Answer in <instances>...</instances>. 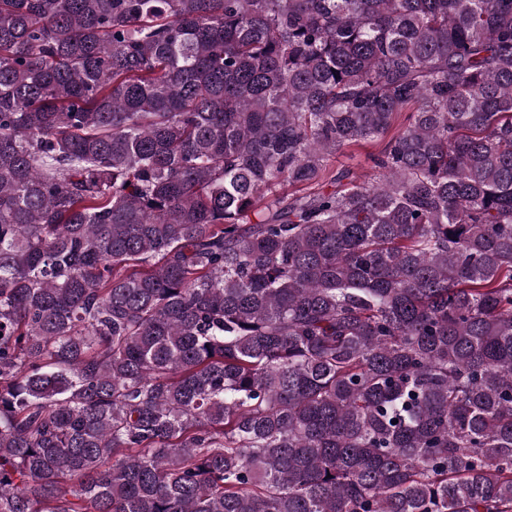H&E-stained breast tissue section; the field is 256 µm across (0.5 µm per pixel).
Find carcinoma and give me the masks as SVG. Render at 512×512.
Returning a JSON list of instances; mask_svg holds the SVG:
<instances>
[{
    "label": "carcinoma",
    "mask_w": 512,
    "mask_h": 512,
    "mask_svg": "<svg viewBox=\"0 0 512 512\" xmlns=\"http://www.w3.org/2000/svg\"><path fill=\"white\" fill-rule=\"evenodd\" d=\"M0 512H512V0H0ZM383 145V140L367 141L360 146L341 150L331 158L336 170L348 168L355 173L359 181H371L376 171L370 161V155L377 153Z\"/></svg>",
    "instance_id": "carcinoma-1"
}]
</instances>
